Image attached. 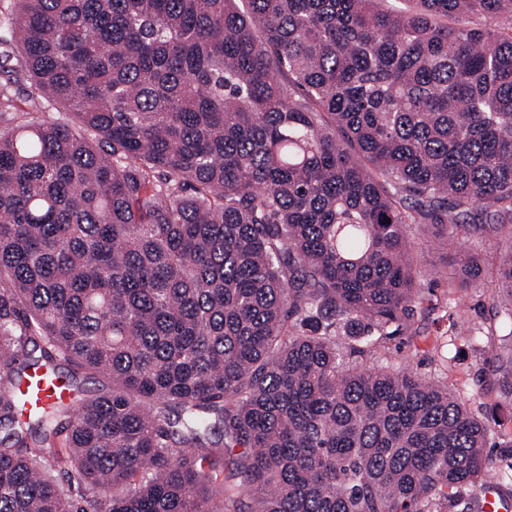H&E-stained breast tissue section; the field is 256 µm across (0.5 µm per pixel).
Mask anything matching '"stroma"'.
Listing matches in <instances>:
<instances>
[{"mask_svg": "<svg viewBox=\"0 0 512 512\" xmlns=\"http://www.w3.org/2000/svg\"><path fill=\"white\" fill-rule=\"evenodd\" d=\"M408 234L417 263L437 274L426 280L423 302L414 305L395 339L398 357L418 373L447 382L490 432L512 427V390L501 370L512 357V335L502 329L512 301L495 291L488 273L465 291L449 288L450 255L469 248V241L452 238L438 247L420 224L410 225Z\"/></svg>", "mask_w": 512, "mask_h": 512, "instance_id": "1", "label": "stroma"}]
</instances>
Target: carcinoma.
<instances>
[{
  "label": "carcinoma",
  "mask_w": 512,
  "mask_h": 512,
  "mask_svg": "<svg viewBox=\"0 0 512 512\" xmlns=\"http://www.w3.org/2000/svg\"><path fill=\"white\" fill-rule=\"evenodd\" d=\"M245 2L0 12V381L112 379L28 412L0 389V512H442L487 484L448 383L349 359L423 300L411 224L507 235L512 297V0Z\"/></svg>",
  "instance_id": "obj_1"
}]
</instances>
